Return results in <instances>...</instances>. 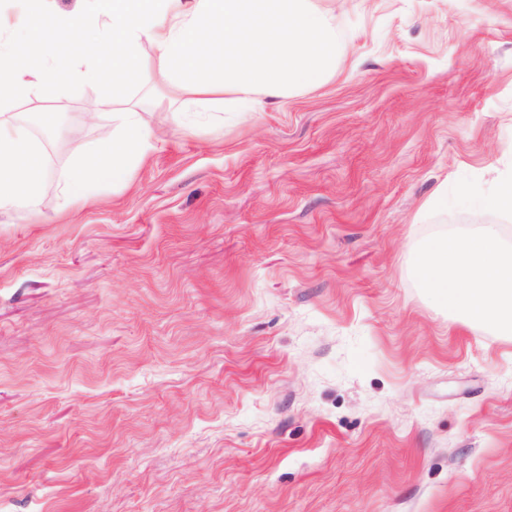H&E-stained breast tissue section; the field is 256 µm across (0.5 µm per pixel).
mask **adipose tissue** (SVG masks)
<instances>
[{
	"label": "adipose tissue",
	"mask_w": 512,
	"mask_h": 512,
	"mask_svg": "<svg viewBox=\"0 0 512 512\" xmlns=\"http://www.w3.org/2000/svg\"><path fill=\"white\" fill-rule=\"evenodd\" d=\"M26 2L27 26L0 17V100L21 90L36 94L40 80L64 81L76 39L95 60L84 80L112 88L91 107L111 113L116 131L62 172L68 207L91 199L98 185L127 183L147 153L148 129L136 105L113 109L129 84L149 75L175 98L205 104L229 94L239 111L252 112L257 91L283 97L317 86L339 57L334 11L314 0H87L86 14L55 12L50 0ZM145 42L153 59L140 52ZM46 180L41 145L0 114V214L35 208ZM418 271L438 304L512 335V253L495 230L434 242Z\"/></svg>",
	"instance_id": "obj_1"
}]
</instances>
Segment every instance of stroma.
Instances as JSON below:
<instances>
[{
	"label": "stroma",
	"mask_w": 512,
	"mask_h": 512,
	"mask_svg": "<svg viewBox=\"0 0 512 512\" xmlns=\"http://www.w3.org/2000/svg\"><path fill=\"white\" fill-rule=\"evenodd\" d=\"M316 3L335 74L257 112L129 86L146 158L84 206L57 177L111 138L104 87L7 102L48 181L0 215V512H512V338L417 275L449 235L512 250L480 205L512 175V0Z\"/></svg>",
	"instance_id": "obj_1"
}]
</instances>
